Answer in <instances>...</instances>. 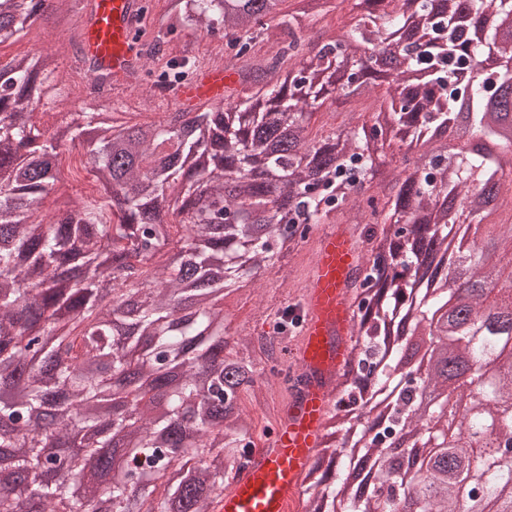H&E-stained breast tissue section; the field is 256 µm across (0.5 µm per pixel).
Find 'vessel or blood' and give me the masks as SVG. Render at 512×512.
<instances>
[{
	"label": "vessel or blood",
	"instance_id": "b4317fda",
	"mask_svg": "<svg viewBox=\"0 0 512 512\" xmlns=\"http://www.w3.org/2000/svg\"><path fill=\"white\" fill-rule=\"evenodd\" d=\"M144 6V0H83L82 49L99 71L121 78L141 69L132 28ZM234 85V71L218 66L181 87L178 98L190 106L223 96ZM358 250L345 226L333 224L318 234L299 325L301 345L294 356L307 380L282 407L270 441L253 449L248 466L216 499L213 512H297L302 477L333 404L330 383L349 359L355 314L347 285L359 263Z\"/></svg>",
	"mask_w": 512,
	"mask_h": 512
}]
</instances>
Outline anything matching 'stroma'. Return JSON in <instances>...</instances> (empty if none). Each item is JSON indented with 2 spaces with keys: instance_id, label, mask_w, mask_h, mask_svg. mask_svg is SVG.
<instances>
[{
  "instance_id": "35a3bbf8",
  "label": "stroma",
  "mask_w": 512,
  "mask_h": 512,
  "mask_svg": "<svg viewBox=\"0 0 512 512\" xmlns=\"http://www.w3.org/2000/svg\"><path fill=\"white\" fill-rule=\"evenodd\" d=\"M78 11L60 12L58 19L30 25L16 41L0 44V61L7 62L21 55H55L60 63L59 71L49 81L48 94L63 100L60 112L47 117L50 129L56 130L75 125L80 113L101 112L110 102H117L120 109L114 112L115 124L143 125L162 119L172 111L171 101L160 100L153 94L139 95L131 90L130 79L113 80L106 96L94 97L88 93L87 76L78 59L79 47ZM189 51L197 59L198 70H205L218 63L224 56V39L206 31L186 30L168 37L164 45L165 57ZM96 187L87 172L74 173L63 170L62 180L55 192L41 206L42 216L48 217L62 208L65 202L78 195L92 196ZM314 242L305 240L283 249L276 264L262 272L255 283L244 288L229 287L220 305L228 327L229 342H236L239 335L268 331V322L279 316L282 309L298 307L307 270L312 259ZM289 390L280 386H268L259 381L255 393L246 395L243 404L253 420L258 435L257 443H266L265 428L276 427L281 404L288 399Z\"/></svg>"
}]
</instances>
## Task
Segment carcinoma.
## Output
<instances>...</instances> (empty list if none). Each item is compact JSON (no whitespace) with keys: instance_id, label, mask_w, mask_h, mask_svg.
<instances>
[{"instance_id":"obj_1","label":"carcinoma","mask_w":512,"mask_h":512,"mask_svg":"<svg viewBox=\"0 0 512 512\" xmlns=\"http://www.w3.org/2000/svg\"><path fill=\"white\" fill-rule=\"evenodd\" d=\"M61 0H0V43ZM173 35L203 25L224 37L239 88L205 110L136 127L86 112L84 149L97 197L37 216L61 178L62 136L33 121L54 56L0 65V512H210L254 447L242 396L257 383L252 337L228 350L219 301L270 268L282 249L345 207L370 225V254L351 275L359 352L331 415L340 435L315 458L305 512H504L512 506V32L488 29L487 6L512 0H357L312 52V21L336 0H166ZM282 34L264 65L260 39ZM284 71L272 83L265 75ZM386 84L367 118L311 136L312 117ZM496 149L443 150L460 113ZM404 146L388 168L384 149ZM390 179L395 194H367ZM508 219L487 225L494 213ZM151 282L143 268L164 250ZM456 299V318L432 330ZM428 342L426 374L407 342ZM436 386L438 408L420 395ZM163 403L153 415L142 403ZM77 409L91 436L72 441ZM423 472L392 460L390 432L423 448L448 428ZM375 490L354 488L355 470Z\"/></svg>"}]
</instances>
